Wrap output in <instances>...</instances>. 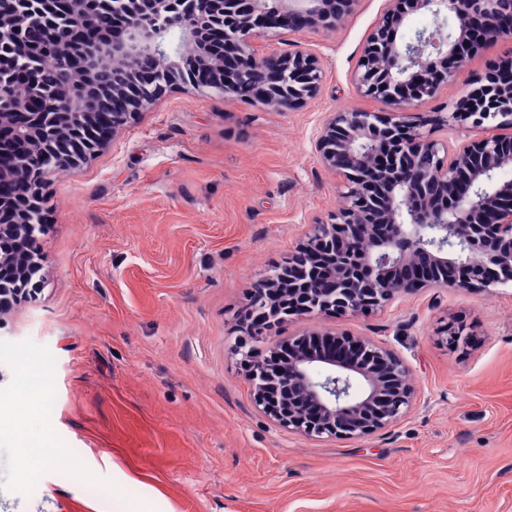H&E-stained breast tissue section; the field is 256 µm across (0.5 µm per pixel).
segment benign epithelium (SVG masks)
<instances>
[{"label":"benign epithelium","mask_w":512,"mask_h":512,"mask_svg":"<svg viewBox=\"0 0 512 512\" xmlns=\"http://www.w3.org/2000/svg\"><path fill=\"white\" fill-rule=\"evenodd\" d=\"M48 0H0V33L18 43L69 44L75 28L94 27L112 15L111 0H69V23L36 21L31 6ZM358 0H224V46L229 52L185 71L170 59L179 49L171 39H201L199 18L218 0H146L148 12L130 15L112 43L85 40L81 58L62 57L69 87L83 90V79L106 66L132 80V99L90 98L92 111L65 122L66 103L49 89L52 79L0 46V91L20 77L31 78L27 97L0 96V130H9V161L0 164V183H23L28 192L12 199L16 217L0 225V248L8 237L33 242L41 231L39 211L52 165L74 164L102 141H90L98 116L112 113V127L126 123L172 87L140 78V62L157 58L173 79L199 91L231 94L248 104L272 100L282 111L304 107L319 92L322 67L313 54L258 53L255 32L274 36L313 27L332 31ZM368 37L351 80L362 95L382 101L383 112L344 110L331 115L316 133L319 161L342 179L347 205L329 222L310 225L306 240L288 259L305 276L288 289V306L274 304L266 289L283 277L277 267L258 280L248 309L276 322L289 317L357 314L422 289L488 291L512 283V136L491 135L452 150L430 137L431 116L419 108L441 84L458 75L466 58L488 42L512 37V10L504 0H390ZM428 14L433 27L412 38L409 22ZM482 26L486 37H471ZM488 76L469 83L476 98L469 110L450 112L455 125L488 123L512 129V83L497 87L498 100L486 105ZM268 332L263 322L241 334L238 354L254 383L253 398L280 427L312 437L362 440L399 420L415 399L410 370L394 352L370 341L354 340L360 365L303 353L276 367L256 360L248 342ZM318 403L309 417L294 405L296 395Z\"/></svg>","instance_id":"7a95c632"}]
</instances>
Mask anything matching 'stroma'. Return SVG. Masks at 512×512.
I'll return each instance as SVG.
<instances>
[{
    "instance_id": "35a3bbf8",
    "label": "stroma",
    "mask_w": 512,
    "mask_h": 512,
    "mask_svg": "<svg viewBox=\"0 0 512 512\" xmlns=\"http://www.w3.org/2000/svg\"><path fill=\"white\" fill-rule=\"evenodd\" d=\"M387 6L358 0L335 31L257 39L318 57L322 88L302 109L175 87L52 176L43 290L0 315V512H512V284L279 326L371 339L406 362L412 409L363 440L277 426L237 353L253 284L341 207L313 140L333 112L382 111L351 73ZM511 56L512 38L479 49L426 113ZM29 370L44 384L32 412ZM14 425L67 449L68 476L51 463L21 474Z\"/></svg>"
}]
</instances>
